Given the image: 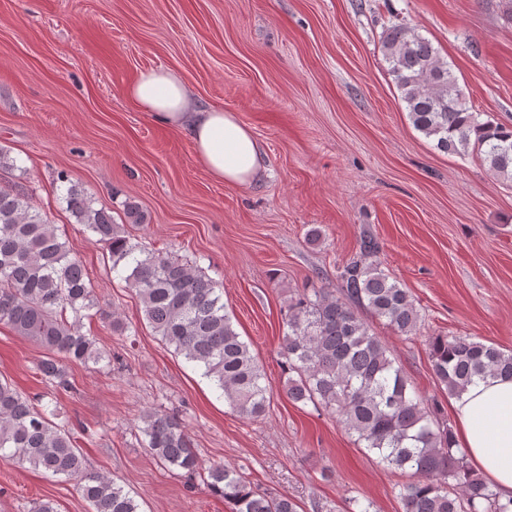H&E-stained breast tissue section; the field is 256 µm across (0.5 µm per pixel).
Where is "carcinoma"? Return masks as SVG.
I'll use <instances>...</instances> for the list:
<instances>
[{
	"instance_id": "obj_1",
	"label": "carcinoma",
	"mask_w": 512,
	"mask_h": 512,
	"mask_svg": "<svg viewBox=\"0 0 512 512\" xmlns=\"http://www.w3.org/2000/svg\"><path fill=\"white\" fill-rule=\"evenodd\" d=\"M383 58L416 130L444 153L480 155L488 169L512 180V127L467 107L465 93L432 43L394 22L382 40ZM63 199L76 223L108 245L112 271L138 297L145 320L174 355L202 370L240 417L270 408L272 389L250 345L241 340L224 305V291L197 267L131 242L124 225L67 176ZM379 242L366 229L359 252L338 271L339 294L305 288L288 306L281 355L288 398L334 417L359 447L409 479L396 486L404 512H512L453 447L452 432L429 400L395 365L385 341L361 312L400 336L415 334L421 316L408 289L377 262ZM97 307L82 262L56 225L26 192L0 188V323L39 344L35 373L57 391L74 390L65 362H111L109 350L83 332ZM438 384L454 396L477 379L512 378V350L456 336L429 340ZM58 407L39 405L0 380V458L74 482L89 512H140L115 479L90 470L75 433L56 422ZM143 446L161 464L188 474L204 470L208 489L233 512H298L291 498L259 494L244 474L199 461L187 426L174 414L150 409L139 416Z\"/></svg>"
}]
</instances>
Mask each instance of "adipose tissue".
<instances>
[{
    "label": "adipose tissue",
    "mask_w": 512,
    "mask_h": 512,
    "mask_svg": "<svg viewBox=\"0 0 512 512\" xmlns=\"http://www.w3.org/2000/svg\"><path fill=\"white\" fill-rule=\"evenodd\" d=\"M143 111L188 131L213 178L237 186L262 168V149L234 112L194 106L187 86L164 69L141 71L125 88ZM454 439L472 466L504 495H512V378L487 377L452 397Z\"/></svg>",
    "instance_id": "1"
}]
</instances>
